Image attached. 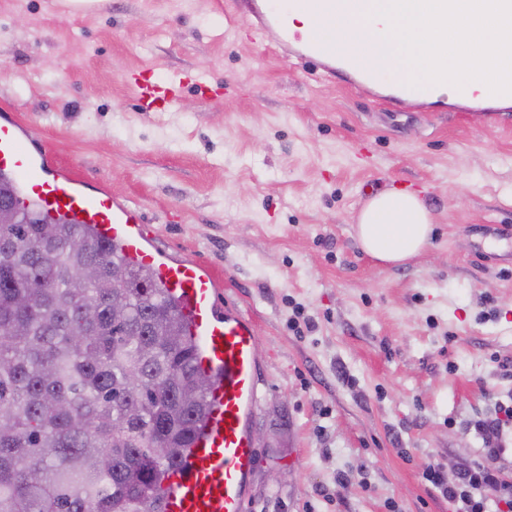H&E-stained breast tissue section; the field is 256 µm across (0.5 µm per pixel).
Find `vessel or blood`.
I'll return each instance as SVG.
<instances>
[{
	"instance_id": "obj_1",
	"label": "vessel or blood",
	"mask_w": 512,
	"mask_h": 512,
	"mask_svg": "<svg viewBox=\"0 0 512 512\" xmlns=\"http://www.w3.org/2000/svg\"><path fill=\"white\" fill-rule=\"evenodd\" d=\"M347 8L346 0H248L241 22L267 45L288 57L313 62L324 74L345 84L375 82L379 64L366 67L361 59L382 56L381 46L357 44L339 51L332 43L301 34L290 21L296 12L336 22ZM181 86L178 78L161 85L146 84L141 95L151 105L170 103L177 99ZM430 94L429 87H409L406 76L397 74L379 96L394 108L403 98ZM451 107L458 112H510L512 94L485 97L467 83L457 89ZM0 172L12 176L25 202L37 204L46 216L94 226L101 236L119 245L126 260L151 268L160 287L179 300L199 346V365L217 380L210 388V413L186 463L168 476L165 512H245L256 460L251 427L261 400L262 379L254 322L240 310L217 309L223 277L197 258L165 254L146 234L137 206L105 187L84 189L77 173L53 162L49 148H31L24 124L7 112L0 114Z\"/></svg>"
}]
</instances>
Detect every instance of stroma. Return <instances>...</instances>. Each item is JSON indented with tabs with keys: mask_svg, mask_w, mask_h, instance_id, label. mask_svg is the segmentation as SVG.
Masks as SVG:
<instances>
[{
	"mask_svg": "<svg viewBox=\"0 0 512 512\" xmlns=\"http://www.w3.org/2000/svg\"><path fill=\"white\" fill-rule=\"evenodd\" d=\"M230 0H0V108L170 255L224 276L264 379L245 512H452L422 477L481 461L512 402V116L408 101L291 61ZM181 77L143 110V74ZM420 194L430 244L369 257L371 194Z\"/></svg>",
	"mask_w": 512,
	"mask_h": 512,
	"instance_id": "1",
	"label": "stroma"
}]
</instances>
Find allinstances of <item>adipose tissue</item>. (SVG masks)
<instances>
[{
    "instance_id": "adipose-tissue-1",
    "label": "adipose tissue",
    "mask_w": 512,
    "mask_h": 512,
    "mask_svg": "<svg viewBox=\"0 0 512 512\" xmlns=\"http://www.w3.org/2000/svg\"><path fill=\"white\" fill-rule=\"evenodd\" d=\"M433 219L416 194L386 190L369 199L357 218V235L373 259L398 265L429 243Z\"/></svg>"
}]
</instances>
